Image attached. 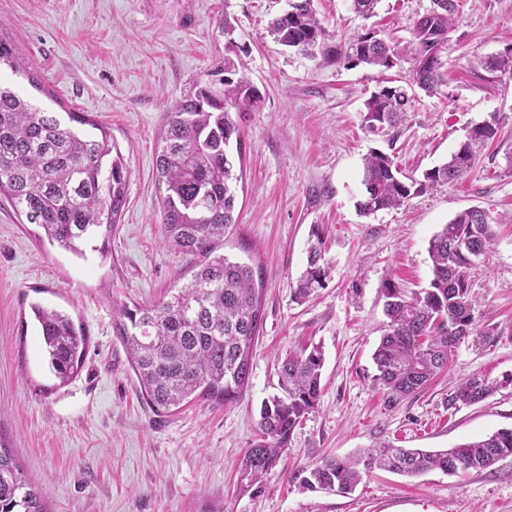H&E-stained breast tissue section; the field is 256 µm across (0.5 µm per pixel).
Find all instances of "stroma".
<instances>
[{"label": "stroma", "instance_id": "obj_1", "mask_svg": "<svg viewBox=\"0 0 512 512\" xmlns=\"http://www.w3.org/2000/svg\"><path fill=\"white\" fill-rule=\"evenodd\" d=\"M287 7V0H0V34L30 66V77L16 80L19 91L52 112L90 114L110 130L129 170L105 259L49 244L0 196V440L50 512H201L211 503L224 512H512V458L455 476L375 471L349 494L291 479L323 457L382 441L443 449L512 427L511 389L457 411L447 405L468 375L512 373V77L486 66L512 42V0H457L441 50L443 83L431 94L417 91L390 137L368 132L365 102L386 82H411V59L384 71L311 60L268 32ZM312 7L330 43L375 29L403 47L433 0H380L370 19L352 0H312ZM227 57L262 99L240 122L239 217L224 252L260 267L265 321L242 397L159 414L143 399L112 324L123 306L153 302L190 278L188 258L162 242L155 159L168 105ZM493 118L497 137L461 179L402 207L359 213L369 150L419 177ZM473 206L496 228L472 274L475 316L498 336L486 346L458 344L444 373L388 407L373 381L381 289L390 279L427 287L430 239ZM317 226L325 230L328 276L299 301L294 287ZM36 302L64 310L87 331L83 366L67 382L50 371L30 322ZM303 342L325 353L320 404L259 491L239 493V464L261 403L275 392L278 361Z\"/></svg>", "mask_w": 512, "mask_h": 512}]
</instances>
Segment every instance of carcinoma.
Returning a JSON list of instances; mask_svg holds the SVG:
<instances>
[{
	"mask_svg": "<svg viewBox=\"0 0 512 512\" xmlns=\"http://www.w3.org/2000/svg\"><path fill=\"white\" fill-rule=\"evenodd\" d=\"M299 0L295 12L271 23L282 46L320 55L346 65L392 69L407 53L415 83L432 92L442 81L441 49L448 40L456 0H434L435 10L414 24V40L396 51L369 31L335 45L311 9ZM27 71L13 43L0 36V69ZM488 68L512 74V47ZM260 91L239 74L232 60L216 63L195 90L168 109L156 156L162 238L177 254L194 259L191 279L157 301L126 307L114 322L115 336L126 349L146 403L161 412L175 411L193 400L228 405L250 384L256 340L263 330L261 269L217 253L224 234L236 223L235 185L242 180L238 118L255 110ZM410 98L400 85H384L365 103V126L374 135L395 130ZM498 135L496 121L474 126L450 159L414 179L402 174L393 158L374 149L364 158V214L393 209L435 187L463 177L473 166L477 148ZM236 142L237 154L230 151ZM128 168L111 135L85 112L62 118L44 112L12 88L0 84V194L30 224L39 225L52 244L76 255L81 244L101 237L96 247L109 254L112 225L126 199ZM307 265L295 295L309 297L324 286L323 230L313 231ZM490 219L464 210L429 241L428 287L408 291L390 280L382 289L386 332L372 355L376 384L392 406L415 394L448 367L452 349L468 338L490 344L497 332L478 325L471 272L494 240ZM41 330L44 354L54 374L66 380L79 366L87 336L68 314L39 303L31 305ZM325 357L319 345H299L282 360L278 392L260 407L258 435L238 469L239 491L263 481L288 449L293 432L320 403ZM512 387V373L500 380L479 374L462 379L448 392V408L469 407ZM512 457V428L437 451L380 444L366 453L322 458L292 479L312 491L351 492L374 469L402 475L432 470L446 474L486 470ZM0 512H49L44 497L18 465L13 449L0 442Z\"/></svg>",
	"mask_w": 512,
	"mask_h": 512,
	"instance_id": "1",
	"label": "carcinoma"
}]
</instances>
